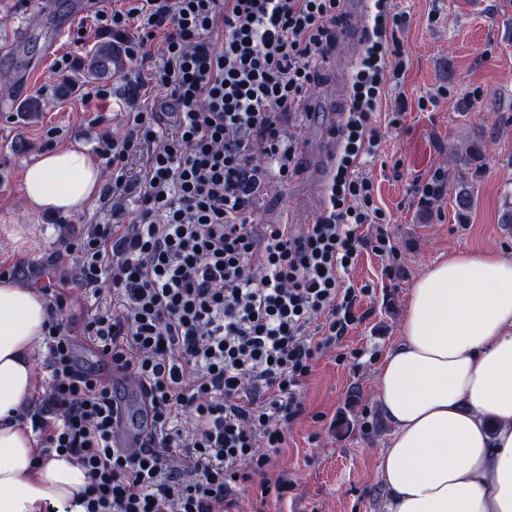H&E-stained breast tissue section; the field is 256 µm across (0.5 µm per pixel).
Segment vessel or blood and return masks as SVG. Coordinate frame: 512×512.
Wrapping results in <instances>:
<instances>
[{"mask_svg":"<svg viewBox=\"0 0 512 512\" xmlns=\"http://www.w3.org/2000/svg\"><path fill=\"white\" fill-rule=\"evenodd\" d=\"M88 6L89 0H72L68 12L57 14L53 11V0H39L42 14L53 15L55 21V34L45 48L46 55L55 53L72 22L84 15ZM335 125L332 119L323 123V134L308 153V193L317 206L324 200L326 184L336 163ZM98 365L111 377L117 392L112 415L113 446L128 451L140 448L151 430L150 404L141 381L131 370L109 360L99 359Z\"/></svg>","mask_w":512,"mask_h":512,"instance_id":"1","label":"vessel or blood"}]
</instances>
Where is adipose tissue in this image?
Wrapping results in <instances>:
<instances>
[{"mask_svg": "<svg viewBox=\"0 0 512 512\" xmlns=\"http://www.w3.org/2000/svg\"><path fill=\"white\" fill-rule=\"evenodd\" d=\"M103 184L85 148L45 152L23 176L32 211L83 210ZM49 307L0 282V512H86L85 471L43 453L27 408ZM391 427L379 476L390 512H512V258L460 250L414 281L398 343L377 370Z\"/></svg>", "mask_w": 512, "mask_h": 512, "instance_id": "obj_1", "label": "adipose tissue"}]
</instances>
